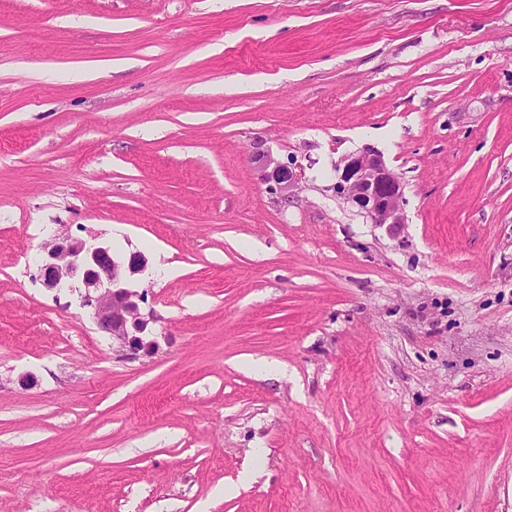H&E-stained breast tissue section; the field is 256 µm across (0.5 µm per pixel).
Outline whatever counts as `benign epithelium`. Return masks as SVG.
Returning a JSON list of instances; mask_svg holds the SVG:
<instances>
[{"label":"benign epithelium","instance_id":"obj_1","mask_svg":"<svg viewBox=\"0 0 512 512\" xmlns=\"http://www.w3.org/2000/svg\"><path fill=\"white\" fill-rule=\"evenodd\" d=\"M261 180L289 200L302 173L293 164L266 156L259 165ZM336 192L373 224L397 229L406 223L404 187L381 154L371 151L346 155L340 165ZM145 259L133 253L124 259L112 245L96 237L63 236L49 244L39 263V280L51 290L68 289L90 310L99 332L112 341V350L123 359L149 354L156 341L148 338L153 320L142 310L145 294L133 276L142 271Z\"/></svg>","mask_w":512,"mask_h":512}]
</instances>
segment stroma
<instances>
[{
    "label": "stroma",
    "instance_id": "stroma-1",
    "mask_svg": "<svg viewBox=\"0 0 512 512\" xmlns=\"http://www.w3.org/2000/svg\"><path fill=\"white\" fill-rule=\"evenodd\" d=\"M54 234L144 255L154 354ZM0 512H512V0H0ZM336 172V192L371 223L389 224L391 229L406 224L403 184L381 154H348ZM261 180L269 184V188L281 194L284 200H289L294 195L301 180L302 173L295 164H283L274 159L263 156L258 166ZM144 262L137 253L127 260L114 255L112 245L96 237L63 236L45 249L38 276L46 288L77 293L98 331L112 341L115 354L133 360L141 352L148 355L157 344L147 340L153 317L143 313L145 294L132 279L142 271Z\"/></svg>",
    "mask_w": 512,
    "mask_h": 512
}]
</instances>
